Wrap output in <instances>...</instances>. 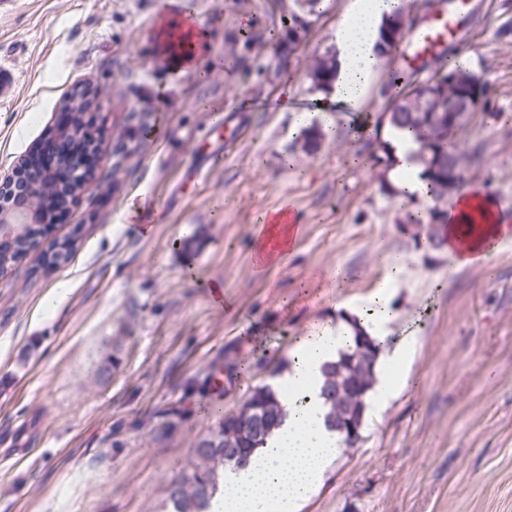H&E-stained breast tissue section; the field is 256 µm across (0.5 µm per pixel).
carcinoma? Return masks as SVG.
<instances>
[{
  "mask_svg": "<svg viewBox=\"0 0 512 512\" xmlns=\"http://www.w3.org/2000/svg\"><path fill=\"white\" fill-rule=\"evenodd\" d=\"M318 0H305L288 13V56L305 39L309 16ZM446 10L463 14V28L478 21L477 11L463 0H444ZM405 11L391 16L383 27L382 56H391L414 27L406 25ZM444 59H431L420 68H400L391 72L383 86L387 107L377 124L389 122L410 132L419 144L417 158L427 192L436 199L451 196L464 177L466 165L480 159L477 152L467 156L457 147L458 132L469 116L465 102L484 92L488 83L474 64L460 60L458 50L441 51ZM331 50L317 56L309 66L308 77L315 91H323L331 82ZM365 150L372 166L387 165L386 143L379 137L368 140ZM381 344L357 330L352 345L340 353L337 361L323 369L321 396L328 407L326 422L338 431L346 447L354 448L362 439L367 399L376 383V367ZM284 415L274 387L269 383L254 386L242 406L224 415L218 429L202 439L195 448L190 472L168 485L172 512H210L214 497L224 491V468L247 461L267 437L278 428Z\"/></svg>",
  "mask_w": 512,
  "mask_h": 512,
  "instance_id": "obj_1",
  "label": "carcinoma"
}]
</instances>
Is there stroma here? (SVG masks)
I'll return each instance as SVG.
<instances>
[{
  "mask_svg": "<svg viewBox=\"0 0 512 512\" xmlns=\"http://www.w3.org/2000/svg\"><path fill=\"white\" fill-rule=\"evenodd\" d=\"M348 2L320 0L290 55L277 42L295 0H0V174L58 134L76 87L105 99L103 158L41 229L72 257L53 267L38 248L0 278V512H169L170 481L222 414L385 291L383 351L406 359L299 512H512V237L457 267L426 244L439 201L402 197L355 158L388 66L359 111L314 114L307 68ZM473 2L484 22L461 52L484 63L491 99L457 136L482 155L464 183L512 201V38L496 35L512 0ZM175 6L209 34L190 67L158 60L151 36ZM303 112L312 150L292 132ZM284 205L302 235L261 264ZM238 359L251 372L225 379Z\"/></svg>",
  "mask_w": 512,
  "mask_h": 512,
  "instance_id": "1",
  "label": "stroma"
}]
</instances>
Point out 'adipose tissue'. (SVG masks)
<instances>
[{"mask_svg":"<svg viewBox=\"0 0 512 512\" xmlns=\"http://www.w3.org/2000/svg\"><path fill=\"white\" fill-rule=\"evenodd\" d=\"M398 4L399 0H349L334 29L336 77L320 98L321 111H334L340 104L354 106L365 97L380 61V26ZM379 134L390 143L391 184L404 196L424 197L425 182L415 158L417 143L404 131L392 137L383 128ZM495 206V199H479L483 223L448 225L444 246L457 265L483 263L487 258L484 244L512 234V229L501 223ZM390 302L389 296L378 295L368 315L360 308H350L323 335L294 349L289 368L278 379L286 417L246 465L225 468L224 492L215 499L212 512H297L311 497L341 447L338 432L325 422L327 408L320 396L322 368L346 350L355 329L383 339L384 329L393 319Z\"/></svg>","mask_w":512,"mask_h":512,"instance_id":"obj_1","label":"adipose tissue"}]
</instances>
